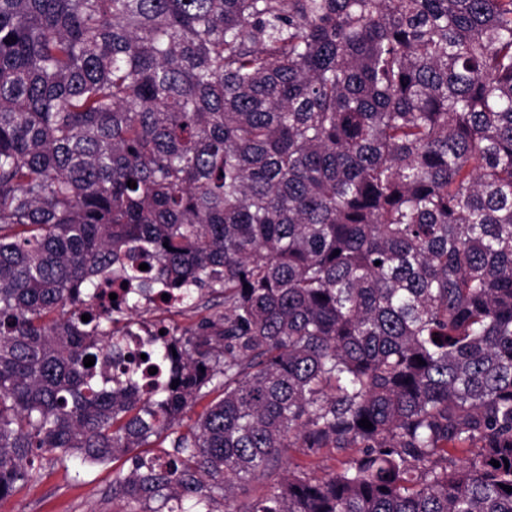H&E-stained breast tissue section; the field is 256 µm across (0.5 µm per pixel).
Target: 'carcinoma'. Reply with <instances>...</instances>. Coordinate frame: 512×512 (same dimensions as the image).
I'll return each instance as SVG.
<instances>
[{"instance_id": "obj_1", "label": "carcinoma", "mask_w": 512, "mask_h": 512, "mask_svg": "<svg viewBox=\"0 0 512 512\" xmlns=\"http://www.w3.org/2000/svg\"><path fill=\"white\" fill-rule=\"evenodd\" d=\"M170 293L214 312L129 346ZM283 448L361 454L229 507ZM46 453L145 512H512V0H0V501Z\"/></svg>"}]
</instances>
